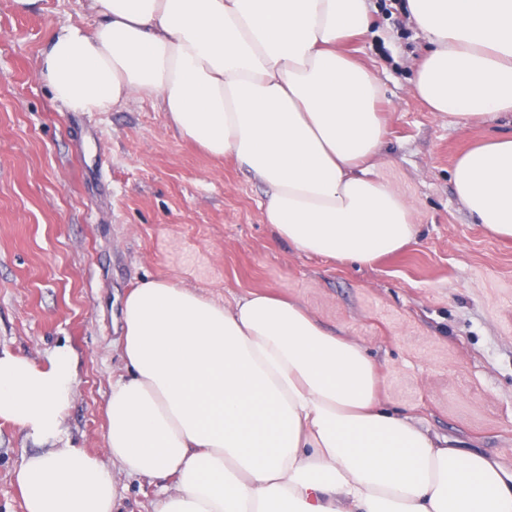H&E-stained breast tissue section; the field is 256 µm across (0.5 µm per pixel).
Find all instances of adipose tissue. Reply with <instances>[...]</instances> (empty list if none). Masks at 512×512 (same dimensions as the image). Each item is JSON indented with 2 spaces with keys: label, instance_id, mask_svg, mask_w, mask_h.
<instances>
[{
  "label": "adipose tissue",
  "instance_id": "obj_1",
  "mask_svg": "<svg viewBox=\"0 0 512 512\" xmlns=\"http://www.w3.org/2000/svg\"><path fill=\"white\" fill-rule=\"evenodd\" d=\"M428 45L413 93L462 121L512 112V0H408ZM92 27L47 32L40 72L70 112L157 98L182 138L268 188L264 221L298 252L369 266L411 244L410 206L373 173L387 130L377 73L348 43L368 0H90ZM454 191L512 239V132L461 153ZM125 375L111 464L61 447L77 370L0 352V419L39 445L24 512H113L114 470L174 477L155 512H512V472L449 447L379 395L377 363L295 301L227 307L149 279L121 306Z\"/></svg>",
  "mask_w": 512,
  "mask_h": 512
}]
</instances>
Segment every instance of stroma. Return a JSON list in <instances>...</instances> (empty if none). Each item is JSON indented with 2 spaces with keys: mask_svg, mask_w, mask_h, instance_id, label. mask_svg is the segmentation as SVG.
Masks as SVG:
<instances>
[{
  "mask_svg": "<svg viewBox=\"0 0 512 512\" xmlns=\"http://www.w3.org/2000/svg\"><path fill=\"white\" fill-rule=\"evenodd\" d=\"M87 0H0V351L78 359L64 445L108 461L105 404L125 374L121 305L140 281L222 304L254 292L297 300L378 363L381 396L450 447L512 472V240L475 224L452 185L456 157L512 130V115L460 126L412 93L426 39L397 0H370L350 53L384 85L375 174L418 234L370 267L300 254L263 221L266 189L232 159L183 139L157 101L65 111L38 69L48 29L92 26ZM35 444L0 421V512H23L14 474ZM119 512H155L163 483L116 472Z\"/></svg>",
  "mask_w": 512,
  "mask_h": 512,
  "instance_id": "obj_1",
  "label": "stroma"
}]
</instances>
